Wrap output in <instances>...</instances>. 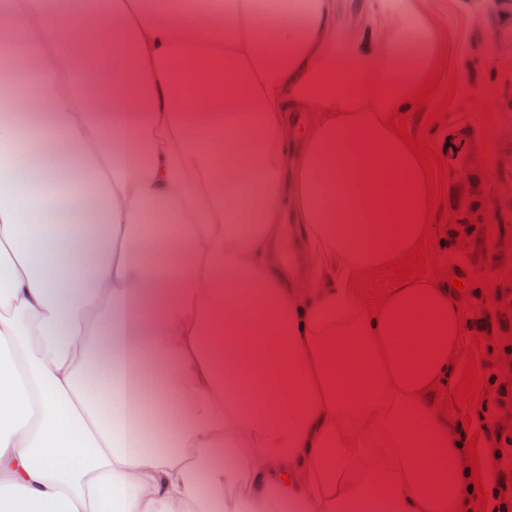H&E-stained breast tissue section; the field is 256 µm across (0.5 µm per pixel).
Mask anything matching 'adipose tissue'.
I'll return each mask as SVG.
<instances>
[{"instance_id":"obj_1","label":"adipose tissue","mask_w":512,"mask_h":512,"mask_svg":"<svg viewBox=\"0 0 512 512\" xmlns=\"http://www.w3.org/2000/svg\"><path fill=\"white\" fill-rule=\"evenodd\" d=\"M0 47V512H449L463 442L348 289L420 170L380 117L448 49L430 0H0Z\"/></svg>"}]
</instances>
